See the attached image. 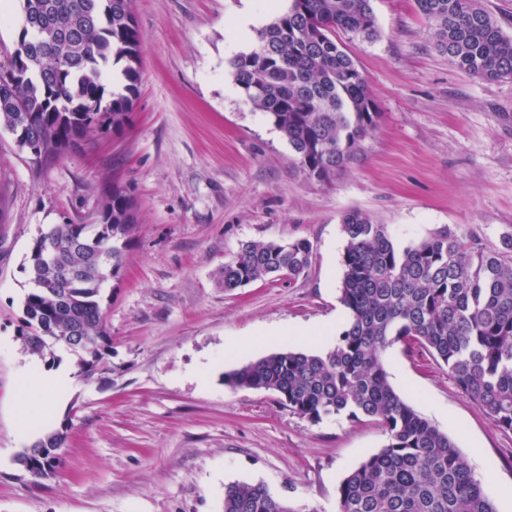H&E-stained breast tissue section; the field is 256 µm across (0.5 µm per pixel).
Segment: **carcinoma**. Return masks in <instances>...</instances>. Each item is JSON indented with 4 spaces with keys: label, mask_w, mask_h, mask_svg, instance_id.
<instances>
[{
    "label": "carcinoma",
    "mask_w": 512,
    "mask_h": 512,
    "mask_svg": "<svg viewBox=\"0 0 512 512\" xmlns=\"http://www.w3.org/2000/svg\"><path fill=\"white\" fill-rule=\"evenodd\" d=\"M438 50L465 74L512 79V37L481 0H416ZM134 0H22L24 25L0 80V127L35 159L89 148L104 128L123 127L133 108L143 36ZM342 32L371 40L372 0H291L260 31L258 46L232 61L236 84L268 113L310 179L329 183L353 160L379 113L368 81L336 40ZM125 62L124 93L105 98L101 68ZM133 202L117 186L104 191L99 228L56 224L28 255L34 288L23 301L24 349L40 358L51 344L78 356L81 376L110 370V336L98 296L106 278L100 256L121 260L117 242L133 229ZM345 238L340 302L347 311L335 343L323 350L283 348L225 375L233 388L272 391L314 423L329 416L365 419L386 437L350 470L336 512H496L456 444L392 388L388 349L427 351L491 423L512 431V235L499 249L451 228L401 248L386 228L359 211L341 217ZM51 252L55 260L44 259ZM312 245L246 242L222 270L224 291L266 278H298ZM65 433L45 434L19 464L35 479L61 465L47 449ZM224 512L295 509L262 482L224 487Z\"/></svg>",
    "instance_id": "obj_1"
}]
</instances>
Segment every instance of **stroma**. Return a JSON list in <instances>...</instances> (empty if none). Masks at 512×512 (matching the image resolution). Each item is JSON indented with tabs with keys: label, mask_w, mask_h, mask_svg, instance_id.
Wrapping results in <instances>:
<instances>
[{
	"label": "stroma",
	"mask_w": 512,
	"mask_h": 512,
	"mask_svg": "<svg viewBox=\"0 0 512 512\" xmlns=\"http://www.w3.org/2000/svg\"><path fill=\"white\" fill-rule=\"evenodd\" d=\"M259 26L288 0H135L144 36L131 119L92 147L42 161L0 130V512H223L224 488L262 482L297 508L336 512L346 473L385 443L372 423H314L276 394L231 389L226 372L278 349L321 350L342 330L345 240L358 210L403 245L448 227L491 248L512 234V80L452 66L415 0H373L378 35L340 40L381 118L328 184L307 178L270 116L233 80L252 50L235 20ZM133 200L134 228L99 303L110 372L76 376L54 346L42 368L74 377L49 423L19 434V337L33 240L55 224H96L104 190ZM309 240L296 279L224 291L219 272L242 243ZM389 382L456 443L496 512H512V432L496 429L427 352L389 349ZM61 429V468L36 481L18 462Z\"/></svg>",
	"instance_id": "1"
}]
</instances>
